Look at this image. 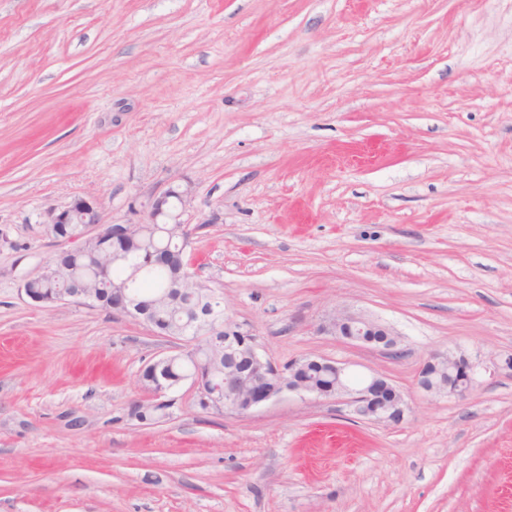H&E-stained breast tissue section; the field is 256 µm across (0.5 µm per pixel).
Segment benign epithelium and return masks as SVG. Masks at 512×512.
<instances>
[{
	"mask_svg": "<svg viewBox=\"0 0 512 512\" xmlns=\"http://www.w3.org/2000/svg\"><path fill=\"white\" fill-rule=\"evenodd\" d=\"M171 198L177 199L184 207L187 192L170 188L154 198L150 203L148 223L171 222L179 225V237L186 244L190 242L192 229L188 224L170 219L168 204ZM43 223L83 225L79 235L59 231L53 233L58 241L66 245L73 244V247L62 250L64 254L83 249L87 242H110L111 246L100 250L98 254L100 268L105 271L112 269V265L126 258L130 252L129 242L133 239L131 225L101 222L99 205L93 200L77 198L64 209L49 208L43 214ZM146 270L147 266L137 265L122 282L112 283L110 308L112 313L138 319L155 331L157 301L144 300L132 291L137 278ZM197 283L189 267L181 266L163 301L177 312L188 330L205 324L214 334L224 333V385L208 383V378L199 371L194 374L183 373L176 380L170 379L166 368L171 355L165 354L146 365L149 378L142 380V384L152 393V398L133 401L130 407L132 417L143 413L149 405L161 404L159 398L188 383L197 389L199 403L210 408L225 404L232 407L239 416L279 398L285 392H295L316 398L345 397L357 416L375 423L397 425L403 420L407 401L403 393L386 378L371 374L354 385L346 367L319 356L304 357L289 364L286 369L276 366L259 349L249 331L224 315L223 295L210 294L206 306L200 301L191 304L183 300V295L190 292ZM100 289V285L94 289L88 287L86 281L77 280L71 282L54 300L48 297L37 298L30 288L24 287L22 291L32 303L42 308L66 301L97 307ZM322 330L346 340L376 347L391 356L399 354L397 333L387 324L361 313L338 309L324 321ZM472 385L473 377L469 367L447 351L431 354L418 378V386L425 393L458 399L466 398L471 393Z\"/></svg>",
	"mask_w": 512,
	"mask_h": 512,
	"instance_id": "1",
	"label": "benign epithelium"
}]
</instances>
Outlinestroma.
<instances>
[{
  "label": "stroma",
  "instance_id": "1",
  "mask_svg": "<svg viewBox=\"0 0 512 512\" xmlns=\"http://www.w3.org/2000/svg\"><path fill=\"white\" fill-rule=\"evenodd\" d=\"M173 184L228 316L388 377L400 424L187 385L129 418L175 341L21 288L45 210L139 224ZM343 306L401 357L320 332ZM437 351L466 399L419 390ZM0 512H512V0H0Z\"/></svg>",
  "mask_w": 512,
  "mask_h": 512
}]
</instances>
